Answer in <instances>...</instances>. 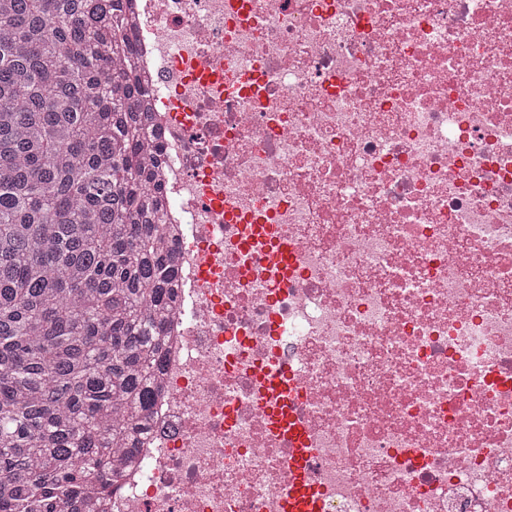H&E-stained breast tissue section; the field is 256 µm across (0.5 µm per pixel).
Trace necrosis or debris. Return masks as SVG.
<instances>
[{
  "label": "necrosis or debris",
  "mask_w": 512,
  "mask_h": 512,
  "mask_svg": "<svg viewBox=\"0 0 512 512\" xmlns=\"http://www.w3.org/2000/svg\"><path fill=\"white\" fill-rule=\"evenodd\" d=\"M133 7L176 303L95 512H283L279 408L320 512H512V0Z\"/></svg>",
  "instance_id": "1"
}]
</instances>
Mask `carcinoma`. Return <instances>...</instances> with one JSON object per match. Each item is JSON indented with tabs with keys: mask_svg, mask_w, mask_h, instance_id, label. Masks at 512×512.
I'll use <instances>...</instances> for the list:
<instances>
[{
	"mask_svg": "<svg viewBox=\"0 0 512 512\" xmlns=\"http://www.w3.org/2000/svg\"><path fill=\"white\" fill-rule=\"evenodd\" d=\"M127 0H0V512H81L132 458L176 258Z\"/></svg>",
	"mask_w": 512,
	"mask_h": 512,
	"instance_id": "obj_1",
	"label": "carcinoma"
}]
</instances>
